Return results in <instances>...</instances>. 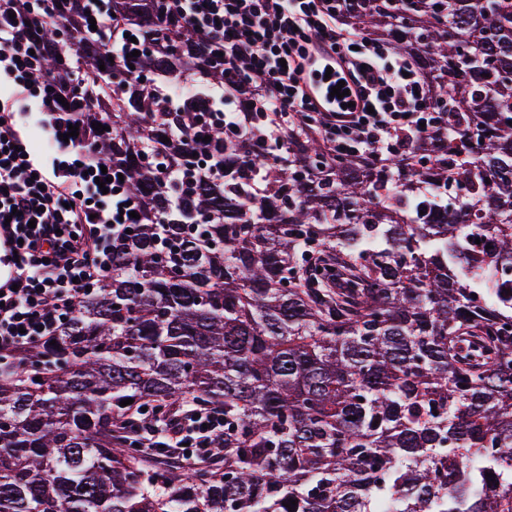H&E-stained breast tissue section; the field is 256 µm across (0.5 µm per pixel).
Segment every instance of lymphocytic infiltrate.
Returning <instances> with one entry per match:
<instances>
[{"label":"lymphocytic infiltrate","mask_w":512,"mask_h":512,"mask_svg":"<svg viewBox=\"0 0 512 512\" xmlns=\"http://www.w3.org/2000/svg\"><path fill=\"white\" fill-rule=\"evenodd\" d=\"M24 0H0V70L12 81V93L0 98V235L11 247L15 275L0 284V352L24 349L53 337L74 316L88 290L96 289L107 269L103 257L113 237L133 228L139 199L120 192L119 170L104 167L87 146L89 134L76 113L60 99L89 93L85 78L48 83L29 32L13 15ZM345 0H157L150 26L162 43L204 36L216 50L224 80L208 85L210 99L222 102L225 126L244 133V108L235 104L240 84L250 88V105L275 119L260 140L246 141V152L288 156L278 136L282 124H307L330 155H354L382 163L410 154L441 114L428 98L416 65L389 55L385 44L343 29ZM98 33L112 42L114 73L124 78L136 45L128 26L108 13L96 15ZM343 58L367 105L342 114L324 109L307 90L305 64L314 45ZM39 95L46 126L56 148L72 160L63 178L48 176L24 148L18 110ZM79 133L69 136V126ZM111 179L102 192L95 179ZM85 187L73 192V184ZM146 454L175 451L192 465L223 455L224 409L187 410L168 428L140 440Z\"/></svg>","instance_id":"obj_1"}]
</instances>
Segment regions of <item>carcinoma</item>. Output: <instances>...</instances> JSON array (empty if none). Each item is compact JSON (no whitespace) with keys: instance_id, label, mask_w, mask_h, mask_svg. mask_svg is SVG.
<instances>
[{"instance_id":"cac0c4a2","label":"carcinoma","mask_w":512,"mask_h":512,"mask_svg":"<svg viewBox=\"0 0 512 512\" xmlns=\"http://www.w3.org/2000/svg\"><path fill=\"white\" fill-rule=\"evenodd\" d=\"M62 2L20 18L41 69L74 54L109 82L87 0ZM399 2L348 0L346 19L415 58L447 118L404 161L329 157L294 125L286 169L222 127L170 138L202 102L176 86L169 109L156 83L203 67L201 36L144 56L154 79L69 102L89 127L107 113L96 152L144 212L56 344L0 368V512H512V0ZM150 11L112 0L129 24ZM207 158L221 174L172 199L157 163ZM209 405L224 455L184 470L136 449Z\"/></svg>"}]
</instances>
